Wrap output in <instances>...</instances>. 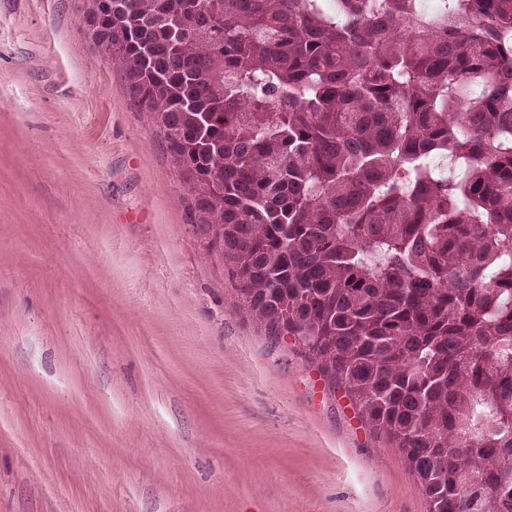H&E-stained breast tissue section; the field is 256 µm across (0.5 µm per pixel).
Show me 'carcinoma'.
I'll return each mask as SVG.
<instances>
[{
  "label": "carcinoma",
  "instance_id": "carcinoma-1",
  "mask_svg": "<svg viewBox=\"0 0 512 512\" xmlns=\"http://www.w3.org/2000/svg\"><path fill=\"white\" fill-rule=\"evenodd\" d=\"M241 307L299 338L429 512H512V0H112ZM448 161L439 174L432 158Z\"/></svg>",
  "mask_w": 512,
  "mask_h": 512
}]
</instances>
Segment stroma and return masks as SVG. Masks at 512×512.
I'll return each instance as SVG.
<instances>
[{
	"label": "stroma",
	"instance_id": "obj_1",
	"mask_svg": "<svg viewBox=\"0 0 512 512\" xmlns=\"http://www.w3.org/2000/svg\"><path fill=\"white\" fill-rule=\"evenodd\" d=\"M91 0H0V512H429L232 265Z\"/></svg>",
	"mask_w": 512,
	"mask_h": 512
}]
</instances>
